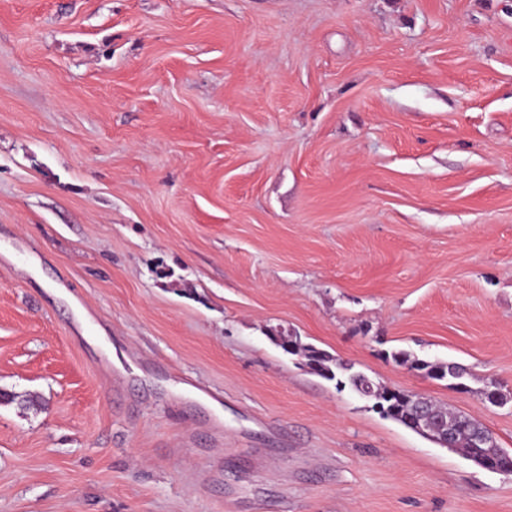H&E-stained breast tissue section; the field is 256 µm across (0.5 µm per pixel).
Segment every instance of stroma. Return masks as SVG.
Instances as JSON below:
<instances>
[{
    "mask_svg": "<svg viewBox=\"0 0 512 512\" xmlns=\"http://www.w3.org/2000/svg\"><path fill=\"white\" fill-rule=\"evenodd\" d=\"M283 332L512 452V0H0V512H512ZM392 359L399 365H408L410 369L422 371L428 377L443 380L448 379L452 388L467 389L468 385L462 382L468 372L458 363L454 362H429L420 359H411L407 353L395 352Z\"/></svg>",
    "mask_w": 512,
    "mask_h": 512,
    "instance_id": "stroma-1",
    "label": "stroma"
}]
</instances>
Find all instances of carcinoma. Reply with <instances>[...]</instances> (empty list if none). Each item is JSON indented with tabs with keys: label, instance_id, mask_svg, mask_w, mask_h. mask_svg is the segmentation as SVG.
I'll list each match as a JSON object with an SVG mask.
<instances>
[{
	"label": "carcinoma",
	"instance_id": "obj_1",
	"mask_svg": "<svg viewBox=\"0 0 512 512\" xmlns=\"http://www.w3.org/2000/svg\"><path fill=\"white\" fill-rule=\"evenodd\" d=\"M291 348H283L288 354H296L301 350L306 358V365L315 374L328 380L336 381L339 387L348 386L357 391L370 387L374 392L375 407L387 418L395 420L407 428H413L416 420L418 405L415 401L403 402L392 394V389L374 382L361 372L351 371V367L330 356L323 350L312 345L302 346L298 340L290 339ZM392 359L400 364L417 371H422L428 377L449 382L452 388L466 390L468 385L462 382L468 372L458 363L429 362L412 359L404 352H395ZM431 415L435 419H448L447 447L455 449L463 457L482 467L484 463L499 456L501 448L493 433L481 423L465 416L453 415L448 408L441 404H433Z\"/></svg>",
	"mask_w": 512,
	"mask_h": 512
}]
</instances>
